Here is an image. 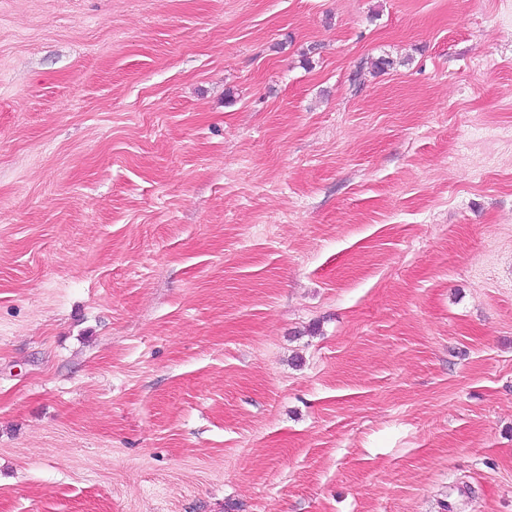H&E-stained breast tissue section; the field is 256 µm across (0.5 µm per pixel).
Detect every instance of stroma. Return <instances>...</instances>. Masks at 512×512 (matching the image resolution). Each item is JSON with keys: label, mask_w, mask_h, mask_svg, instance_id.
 Wrapping results in <instances>:
<instances>
[{"label": "stroma", "mask_w": 512, "mask_h": 512, "mask_svg": "<svg viewBox=\"0 0 512 512\" xmlns=\"http://www.w3.org/2000/svg\"><path fill=\"white\" fill-rule=\"evenodd\" d=\"M0 512H512V0H0Z\"/></svg>", "instance_id": "1"}]
</instances>
